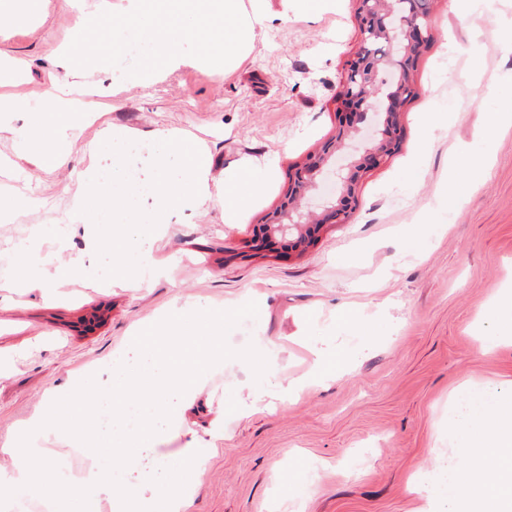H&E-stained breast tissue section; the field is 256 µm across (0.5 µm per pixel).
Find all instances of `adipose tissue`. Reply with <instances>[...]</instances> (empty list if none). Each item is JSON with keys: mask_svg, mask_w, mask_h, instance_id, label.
<instances>
[{"mask_svg": "<svg viewBox=\"0 0 512 512\" xmlns=\"http://www.w3.org/2000/svg\"><path fill=\"white\" fill-rule=\"evenodd\" d=\"M84 87L75 81L57 89L54 97L37 103L33 111L38 119L26 129L19 147L22 156H29L43 135L42 120L55 112L75 111L78 96ZM505 402L493 384L461 383L448 397V451L465 458L469 466L459 469L449 465L448 479L436 482L423 476V491L445 506L447 512H512V487L499 482L495 492L484 489L482 476L486 470L503 469L506 453L512 449V422L502 417Z\"/></svg>", "mask_w": 512, "mask_h": 512, "instance_id": "1", "label": "adipose tissue"}]
</instances>
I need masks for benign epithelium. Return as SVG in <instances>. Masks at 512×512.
Segmentation results:
<instances>
[{
  "label": "benign epithelium",
  "mask_w": 512,
  "mask_h": 512,
  "mask_svg": "<svg viewBox=\"0 0 512 512\" xmlns=\"http://www.w3.org/2000/svg\"><path fill=\"white\" fill-rule=\"evenodd\" d=\"M359 47L343 81L339 131L308 161L295 169L285 196L265 216L258 238L275 251L309 246L324 224H346L356 187L370 169L382 165L400 138L399 115L416 94L413 67L429 37V13L420 0H358ZM385 114L382 136L372 137L364 154L347 166L338 200L321 216L306 220L299 202L313 188V175L335 162L362 112Z\"/></svg>",
  "instance_id": "obj_1"
}]
</instances>
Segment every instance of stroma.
Here are the masks:
<instances>
[{"mask_svg":"<svg viewBox=\"0 0 512 512\" xmlns=\"http://www.w3.org/2000/svg\"><path fill=\"white\" fill-rule=\"evenodd\" d=\"M120 11L121 0H38L32 15L0 0V56L23 65L11 92L17 111L0 115V441L29 418L48 389L93 369L112 384L113 352L136 358L132 338L164 312L203 304L228 310L256 302L258 316L227 336L234 350L255 346L272 359L268 382L303 378L325 348L351 352L352 370L289 400L266 398L258 410L228 412L253 383L241 359L226 360L193 385L179 428L140 448L121 480L142 495L152 476L178 462L190 439L208 447L188 512H437L416 493L421 475L448 466V395L464 381L496 383L512 402V339L500 334L493 305L512 294V125L489 148L488 167L456 218L435 225L449 176L465 178V149L481 136L503 97L512 95V0H484L465 15L459 0H431L430 39L414 71L417 95L400 115L402 139L386 163L359 183L346 224H328L313 245L282 254L258 246L255 232L280 202L292 170L338 129L337 97L359 39L356 0L318 17L272 16L251 50L229 70L190 60L153 84L113 91L111 66L86 68L93 112H60L43 133L42 160L16 150L31 120L28 106L63 81L62 53L92 13ZM444 114L425 133L424 122ZM68 127L59 140L55 126ZM175 129L205 151L216 202L173 218L152 243L162 268L140 290L86 279L93 225L68 221L83 179L112 171L106 132H137L136 176L149 182L157 131ZM252 163L273 176L224 221V175ZM436 230L416 254L405 238ZM36 239L53 291L10 282L17 245Z\"/></svg>","mask_w":512,"mask_h":512,"instance_id":"1","label":"stroma"}]
</instances>
